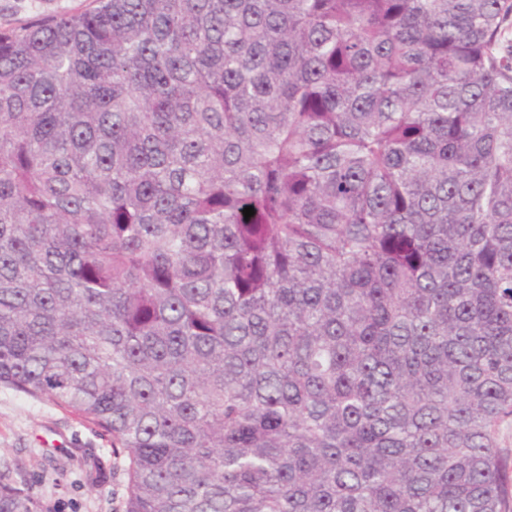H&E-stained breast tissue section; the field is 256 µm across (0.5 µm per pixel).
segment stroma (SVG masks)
Instances as JSON below:
<instances>
[{
  "label": "stroma",
  "instance_id": "1",
  "mask_svg": "<svg viewBox=\"0 0 512 512\" xmlns=\"http://www.w3.org/2000/svg\"><path fill=\"white\" fill-rule=\"evenodd\" d=\"M87 0H0V28ZM0 482L32 512H123L126 475L112 443L81 418L0 385Z\"/></svg>",
  "mask_w": 512,
  "mask_h": 512
}]
</instances>
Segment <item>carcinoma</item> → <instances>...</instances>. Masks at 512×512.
I'll return each instance as SVG.
<instances>
[{
    "label": "carcinoma",
    "mask_w": 512,
    "mask_h": 512,
    "mask_svg": "<svg viewBox=\"0 0 512 512\" xmlns=\"http://www.w3.org/2000/svg\"><path fill=\"white\" fill-rule=\"evenodd\" d=\"M511 29L512 0L0 29V384L112 436L124 512H512Z\"/></svg>",
    "instance_id": "obj_1"
}]
</instances>
